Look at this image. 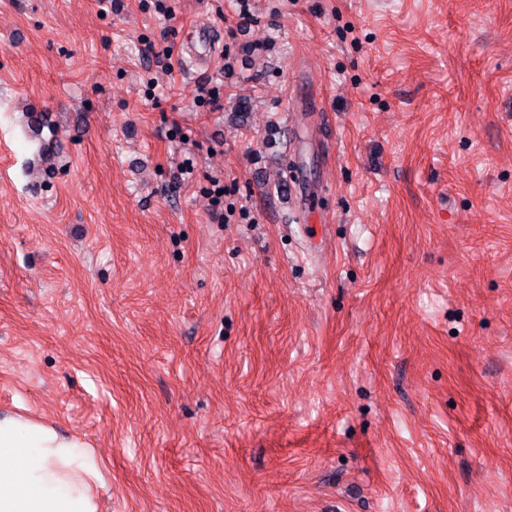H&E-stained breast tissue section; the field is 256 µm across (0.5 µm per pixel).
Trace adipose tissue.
I'll list each match as a JSON object with an SVG mask.
<instances>
[{
	"label": "adipose tissue",
	"mask_w": 512,
	"mask_h": 512,
	"mask_svg": "<svg viewBox=\"0 0 512 512\" xmlns=\"http://www.w3.org/2000/svg\"><path fill=\"white\" fill-rule=\"evenodd\" d=\"M91 450L52 424L0 414V512H99Z\"/></svg>",
	"instance_id": "adipose-tissue-1"
}]
</instances>
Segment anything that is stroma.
<instances>
[{"mask_svg": "<svg viewBox=\"0 0 512 512\" xmlns=\"http://www.w3.org/2000/svg\"><path fill=\"white\" fill-rule=\"evenodd\" d=\"M167 7L0 0V410L101 512H512V0ZM192 28L196 34V41L195 44L191 42L194 47L190 49L189 59L192 67L195 66L197 69H203L215 54L217 41L214 39L208 23L204 20H196ZM197 48H200L202 51H197Z\"/></svg>", "mask_w": 512, "mask_h": 512, "instance_id": "35a3bbf8", "label": "stroma"}]
</instances>
